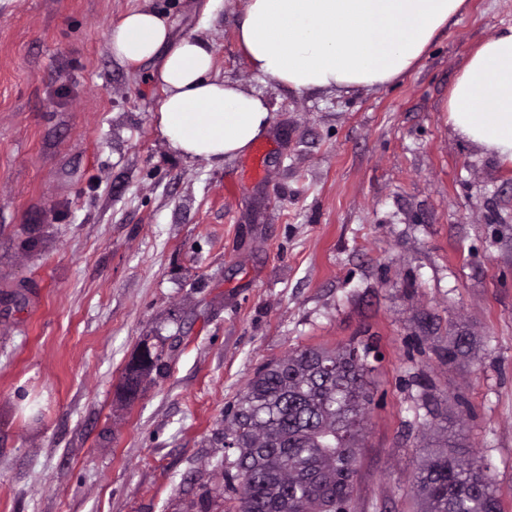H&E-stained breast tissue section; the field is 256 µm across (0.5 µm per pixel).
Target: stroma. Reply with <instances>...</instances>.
<instances>
[{
  "label": "stroma",
  "mask_w": 512,
  "mask_h": 512,
  "mask_svg": "<svg viewBox=\"0 0 512 512\" xmlns=\"http://www.w3.org/2000/svg\"><path fill=\"white\" fill-rule=\"evenodd\" d=\"M203 33L266 98L257 149L172 153L133 9ZM244 0H0V512H238L224 416L288 351L371 348L350 512H413L426 393L463 414L512 512V168L448 126L468 56L512 0H468L401 80L296 92L252 70ZM474 337L455 364L439 350ZM167 367L133 400L143 339Z\"/></svg>",
  "instance_id": "35a3bbf8"
}]
</instances>
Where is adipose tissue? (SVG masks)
Segmentation results:
<instances>
[{
    "mask_svg": "<svg viewBox=\"0 0 512 512\" xmlns=\"http://www.w3.org/2000/svg\"><path fill=\"white\" fill-rule=\"evenodd\" d=\"M467 0H246L236 38L252 69L298 92L374 88L408 73ZM108 45L130 67L163 54L153 79L160 132L173 152L219 163L244 154L270 121L262 97L213 74L211 40H171L143 7L112 29ZM467 140L512 166V26L467 58L444 106Z\"/></svg>",
    "mask_w": 512,
    "mask_h": 512,
    "instance_id": "adipose-tissue-1",
    "label": "adipose tissue"
}]
</instances>
